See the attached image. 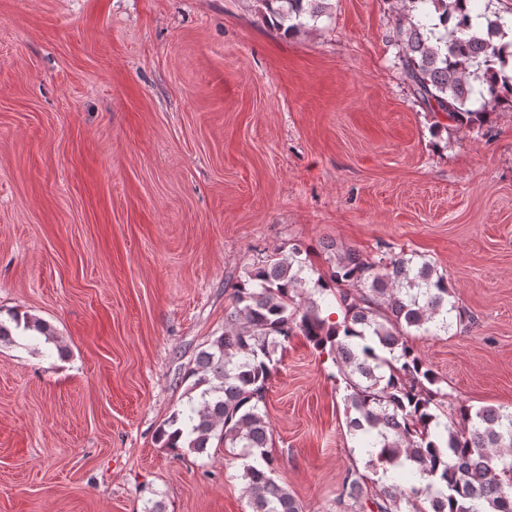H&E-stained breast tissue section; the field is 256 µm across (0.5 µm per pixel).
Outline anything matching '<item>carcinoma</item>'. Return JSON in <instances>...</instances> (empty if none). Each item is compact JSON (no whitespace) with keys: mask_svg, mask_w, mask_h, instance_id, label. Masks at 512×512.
Here are the masks:
<instances>
[{"mask_svg":"<svg viewBox=\"0 0 512 512\" xmlns=\"http://www.w3.org/2000/svg\"><path fill=\"white\" fill-rule=\"evenodd\" d=\"M276 25L295 33L326 9L325 0H261ZM392 38L400 74L433 118V129L480 128L489 103L512 109V20L479 0H400ZM482 101L480 106L475 102ZM294 247L247 273L235 289L224 332L187 371V407L159 430L163 447L204 454L212 442L240 449L252 512H302L274 478L272 436L259 409L278 347L301 334L338 355L346 383L349 431L360 436L366 468L347 471L351 502L344 512H512V411L442 405L440 378L410 342L449 334L462 314L444 275L405 252L377 260L356 249L337 250L328 272ZM333 298L342 315H323ZM59 345L47 322L0 319V344L12 328Z\"/></svg>","mask_w":512,"mask_h":512,"instance_id":"cac0c4a2","label":"carcinoma"}]
</instances>
